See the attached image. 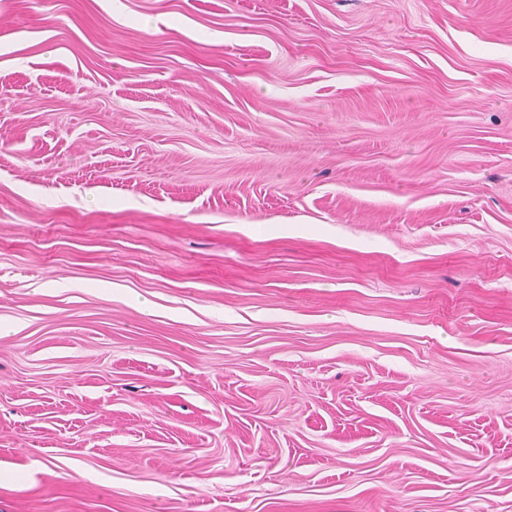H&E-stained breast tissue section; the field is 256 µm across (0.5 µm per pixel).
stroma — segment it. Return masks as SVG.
I'll return each mask as SVG.
<instances>
[{"instance_id":"1","label":"stroma","mask_w":512,"mask_h":512,"mask_svg":"<svg viewBox=\"0 0 512 512\" xmlns=\"http://www.w3.org/2000/svg\"><path fill=\"white\" fill-rule=\"evenodd\" d=\"M0 512H512V0H0Z\"/></svg>"}]
</instances>
